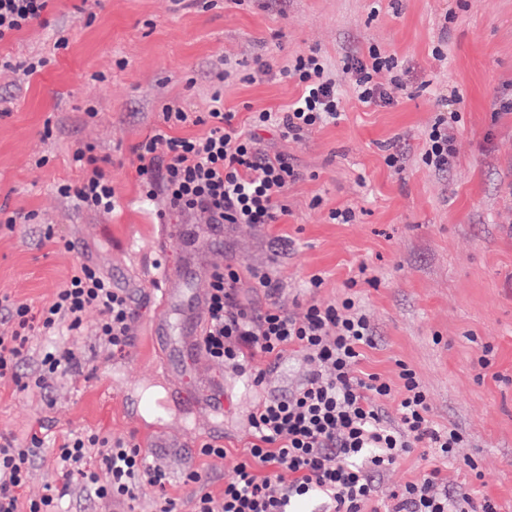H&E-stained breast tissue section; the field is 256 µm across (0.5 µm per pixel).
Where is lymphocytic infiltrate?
Instances as JSON below:
<instances>
[{
  "mask_svg": "<svg viewBox=\"0 0 512 512\" xmlns=\"http://www.w3.org/2000/svg\"><path fill=\"white\" fill-rule=\"evenodd\" d=\"M51 2L0 0V42L41 21ZM397 66V60L373 50L350 54L344 61L357 97L366 105L393 103L403 91L400 79L387 86L377 80L379 73ZM280 75L301 85L300 97L278 112H253L243 125L234 112L218 108L202 113L167 108L162 128L135 149L145 198L159 201L162 212L207 224L261 227L287 216L288 188L300 174L287 156L262 152L261 132L273 128L298 140L336 122L342 112L336 81L318 53L297 56ZM458 120L455 112L437 118L427 133L422 159L433 171H447L454 162L450 128ZM188 124L205 131L176 135V128ZM73 159L85 175L78 185L59 187V194L80 207L113 212L118 196L93 145L78 148ZM240 281L238 269L229 264L208 278L200 338L206 358L248 376L257 386L264 380L253 366L259 356L278 361L297 349L304 352L309 369L295 391L257 403L246 457L236 462L221 494L208 491L201 471L186 473V481L197 486L192 512H289L292 503L316 497L324 512H362L376 492L373 473L392 466L417 444L428 443L440 458H453L463 436L458 429L433 426L427 397L412 369L400 366L394 383L375 374H355L364 348L373 344L374 327L354 298L313 302L292 313L273 301L254 315L236 302ZM64 334H85L89 341L70 345L61 342ZM133 334L125 292L95 266L77 264L42 309L0 293V382L48 398L58 383L74 379L87 363L124 356ZM25 364L30 370L23 377L19 369ZM388 399L396 403L392 422L384 416ZM44 445L36 431L23 440H0V512H60L61 501L73 489L96 499L103 512H112L113 505L135 502L141 484L165 494L170 483L167 472L148 464L133 440L75 431L55 445L52 464L61 485L31 495L29 474L43 461ZM439 475L435 467L401 486L385 512H497L489 502L475 508L467 491L439 489ZM174 509V498L165 494L159 512Z\"/></svg>",
  "mask_w": 512,
  "mask_h": 512,
  "instance_id": "obj_1",
  "label": "lymphocytic infiltrate"
}]
</instances>
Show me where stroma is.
<instances>
[{"label":"stroma","mask_w":512,"mask_h":512,"mask_svg":"<svg viewBox=\"0 0 512 512\" xmlns=\"http://www.w3.org/2000/svg\"><path fill=\"white\" fill-rule=\"evenodd\" d=\"M61 36L67 47H58ZM372 48L403 70L407 89L393 104H362L342 74L349 53ZM312 50L337 77L341 119L298 141L263 133L262 151L288 156L301 172L288 214L265 227L225 225L208 247L242 273L273 268L272 298L290 311L342 300L346 281L364 272L352 292L377 344L364 349L360 370L393 381L405 363L433 423L462 432L448 464L417 448L377 475L365 512L436 465L449 490L512 512V112L494 110L496 97L512 94V0H56L45 23L0 43V209L20 218L0 231V292L39 308L85 259L143 286L152 262L179 264L178 246L161 255L152 247L158 206L140 193L134 147L161 126L165 107L206 112L218 90L242 121L284 108L300 89L279 72ZM261 61L272 74L244 81ZM37 62L42 70L24 75ZM452 108L456 159L438 174L422 160L424 139ZM87 143L116 189L113 213L58 193L80 181L73 154ZM396 151L397 170L385 161ZM347 208L352 223L330 220ZM44 224L54 225L55 241L41 239ZM312 274L324 279L315 292L304 286ZM272 298L246 279L236 291L253 311ZM486 344L494 357L484 370ZM254 366L262 385L212 367L224 377L228 455L199 465L216 494L234 474L256 402L294 391L307 372L299 352ZM53 396L48 407L0 385V433L39 429L53 441L102 427L128 439L138 426L164 424L198 443L209 438L206 412L171 394L167 363L146 343L90 363ZM150 397L168 408L146 410Z\"/></svg>","instance_id":"1"}]
</instances>
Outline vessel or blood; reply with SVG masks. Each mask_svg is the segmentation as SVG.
I'll return each instance as SVG.
<instances>
[{
  "label": "vessel or blood",
  "instance_id": "b4317fda",
  "mask_svg": "<svg viewBox=\"0 0 512 512\" xmlns=\"http://www.w3.org/2000/svg\"><path fill=\"white\" fill-rule=\"evenodd\" d=\"M203 234L197 224H159L155 244L158 250H165L171 244H178L184 261L196 262L198 242ZM209 269H202L198 277L184 278L181 271L166 265H159L149 287L134 283L125 284L132 309L153 302L157 305L156 315L150 325L152 343L163 356H179L180 362L169 371L172 384L192 379L198 384V395L203 398L212 414L224 411V381L211 375L200 350L198 338L201 334L206 310V281ZM143 445L154 463L168 466L178 461L183 469L192 465L191 443L184 433L166 427L146 431Z\"/></svg>",
  "mask_w": 512,
  "mask_h": 512
}]
</instances>
